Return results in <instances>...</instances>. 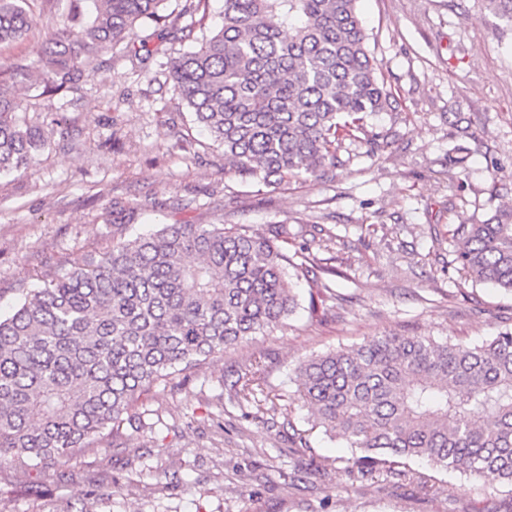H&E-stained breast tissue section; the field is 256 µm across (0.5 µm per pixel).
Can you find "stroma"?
<instances>
[{"label": "stroma", "instance_id": "stroma-1", "mask_svg": "<svg viewBox=\"0 0 512 512\" xmlns=\"http://www.w3.org/2000/svg\"><path fill=\"white\" fill-rule=\"evenodd\" d=\"M68 6L28 0L26 36L0 45V75L47 140L27 174L0 175V312L163 224L286 225L305 272L284 326L174 374L114 440L60 470H1L0 512H512L504 488L418 460L438 495L389 474L339 482L351 451L297 404L294 375L374 336L479 343L512 329V294L465 278L451 237L512 205V26L485 0H358L390 106L328 175L274 189L225 174L223 147L166 77L172 43L87 57L70 90L51 92L36 51ZM116 202L133 223L113 224ZM257 360L266 383L237 402L232 386Z\"/></svg>", "mask_w": 512, "mask_h": 512}]
</instances>
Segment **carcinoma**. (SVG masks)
I'll return each instance as SVG.
<instances>
[{
  "label": "carcinoma",
  "mask_w": 512,
  "mask_h": 512,
  "mask_svg": "<svg viewBox=\"0 0 512 512\" xmlns=\"http://www.w3.org/2000/svg\"><path fill=\"white\" fill-rule=\"evenodd\" d=\"M25 2L0 0L1 44L28 31ZM77 2L70 43L42 50L57 88L81 57L135 42L140 27L191 41L166 63L167 78L234 176L266 186L317 177L340 163L363 115L390 105L357 0H223L221 22L199 37L180 20L207 14L209 0L176 14L164 13L167 0H91L87 19ZM486 2L512 25V0ZM25 111L0 87V173H27L46 145ZM285 232L165 224L22 293L0 316V466L26 474L95 447L173 373L281 325L297 307L290 260L271 243ZM452 239L470 279L512 294V206ZM295 377L316 424L357 451L344 475L395 474L428 494V479L407 467L424 459L512 488L511 329L480 344L377 336L304 359ZM263 384L256 362L235 394L248 400Z\"/></svg>",
  "instance_id": "carcinoma-1"
}]
</instances>
